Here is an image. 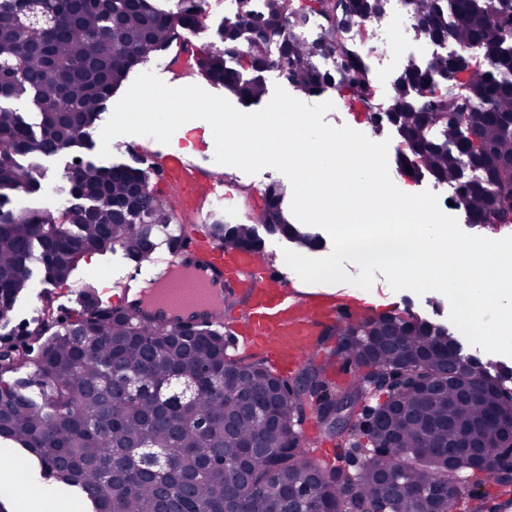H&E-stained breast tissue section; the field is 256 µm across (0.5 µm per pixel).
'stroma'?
I'll list each match as a JSON object with an SVG mask.
<instances>
[{"label": "stroma", "instance_id": "1", "mask_svg": "<svg viewBox=\"0 0 512 512\" xmlns=\"http://www.w3.org/2000/svg\"><path fill=\"white\" fill-rule=\"evenodd\" d=\"M432 45L423 43L418 38H411L404 52L387 59H374L371 62L373 70L382 79L383 87L377 96L381 104H389L391 98L390 84L394 75L408 62L410 58L429 57ZM138 73H155L166 85L179 88L189 85L207 87L209 93L224 95V88L207 85L195 66L189 65L181 45L172 44L168 49L157 52L139 65ZM137 138L133 135H120L113 139L111 155L104 158L100 155V142H92L84 147H74L59 154L35 160L37 177L41 188L39 191L15 197L14 202L32 211H48L59 213L63 205L62 191L68 188V171L76 162H92L98 165L123 164L132 160V145ZM153 151L160 154L168 152L180 153L183 158L196 165L199 169L207 170L215 167V141L211 126L204 120L195 119L181 125L172 135L169 143L150 140ZM224 173L228 183L235 186L236 191L231 195L210 193L202 197L199 209L194 217L198 227H205L214 220L234 224H251L256 218V206L260 201L261 192L270 184L284 181L285 176L280 171L267 167L255 174H248L233 166H225ZM133 263L123 252H108L92 254L85 257L73 272L66 284L46 288L41 281H34L22 296L13 312L8 333L17 335L22 329L34 324L40 314L41 295L51 291L54 306L59 314H66L78 304L80 294L85 285H93L99 301H106L110 289L132 268ZM297 290L310 293L319 290L336 294L337 298L354 297L362 300L368 312L379 313L393 310H409L432 322L449 325V302L447 298L436 291L416 295L409 290H393L383 274H376L371 289L365 290L355 285L338 282L307 283L295 280ZM33 460L31 456L18 445L0 441V503L4 504L7 512H20L24 501H34L38 508L47 505L60 504L62 498L57 493L48 491L42 481L32 474Z\"/></svg>", "mask_w": 512, "mask_h": 512}]
</instances>
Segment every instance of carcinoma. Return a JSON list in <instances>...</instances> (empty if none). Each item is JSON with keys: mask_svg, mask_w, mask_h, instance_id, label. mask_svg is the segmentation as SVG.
<instances>
[{"mask_svg": "<svg viewBox=\"0 0 512 512\" xmlns=\"http://www.w3.org/2000/svg\"><path fill=\"white\" fill-rule=\"evenodd\" d=\"M418 38L451 41L455 60L436 53L410 60L394 78L384 121L399 137L400 171L429 175L455 190V202L475 226L512 224V0H403ZM46 26L19 30L21 5L0 0V63L4 98L32 100L60 88L38 106L36 121L0 107V326L11 322L34 272L51 286L67 283L85 255L121 249L136 263L151 259L157 234L171 244L184 230L151 187L155 171L135 164L80 165L68 204L56 218L5 207L1 191L31 194L40 183L26 157L58 153L93 140L106 102L132 69L187 32L199 29L203 0H179L177 11L150 0H39ZM391 0H236V14L196 55L199 73L245 105L267 95L264 73H285L298 92L314 97L334 85L351 103L376 97L368 58L348 47L364 20L382 19ZM319 36L302 33L311 18ZM336 59L330 71L320 65ZM287 188L261 195L257 221L271 235L302 248L318 237L288 221ZM231 249L266 256L252 224H208ZM42 319L28 334L37 351L0 353V439L29 451L40 479L65 497L80 496L94 512H456L454 483L506 444L512 405L500 371L463 352L448 329L410 313L340 318L320 338L292 380L261 361L229 352L218 325H155L102 305L87 287L78 308L61 321L49 293ZM90 340L84 341L82 337ZM342 361L353 380L334 394L322 374ZM409 366V383L381 400L373 378ZM32 369L27 379L13 377ZM195 381L168 407L152 386ZM372 399L382 412L367 432L368 454L353 478L330 468L302 440L307 416L326 421L338 400Z\"/></svg>", "mask_w": 512, "mask_h": 512, "instance_id": "carcinoma-1", "label": "carcinoma"}]
</instances>
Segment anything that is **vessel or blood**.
<instances>
[{"label": "vessel or blood", "mask_w": 512, "mask_h": 512, "mask_svg": "<svg viewBox=\"0 0 512 512\" xmlns=\"http://www.w3.org/2000/svg\"><path fill=\"white\" fill-rule=\"evenodd\" d=\"M158 175L184 212L196 210L202 189L213 192L224 185L221 176H203L176 154L162 158ZM173 253V260L153 278L130 275L111 303L145 313L152 325H201L223 322L225 301L235 299L244 318L233 333L245 337L251 350L267 352L283 368L312 351L327 315L326 296L299 294L288 279L274 276L257 254L223 250L192 230L179 237Z\"/></svg>", "instance_id": "1"}]
</instances>
